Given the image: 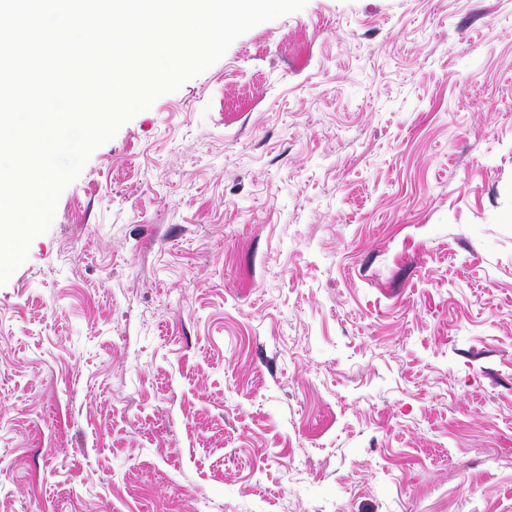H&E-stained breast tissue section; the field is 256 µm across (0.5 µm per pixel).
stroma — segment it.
Wrapping results in <instances>:
<instances>
[{
  "label": "stroma",
  "mask_w": 512,
  "mask_h": 512,
  "mask_svg": "<svg viewBox=\"0 0 512 512\" xmlns=\"http://www.w3.org/2000/svg\"><path fill=\"white\" fill-rule=\"evenodd\" d=\"M512 512V0H307L94 150L0 286V512Z\"/></svg>",
  "instance_id": "stroma-1"
}]
</instances>
